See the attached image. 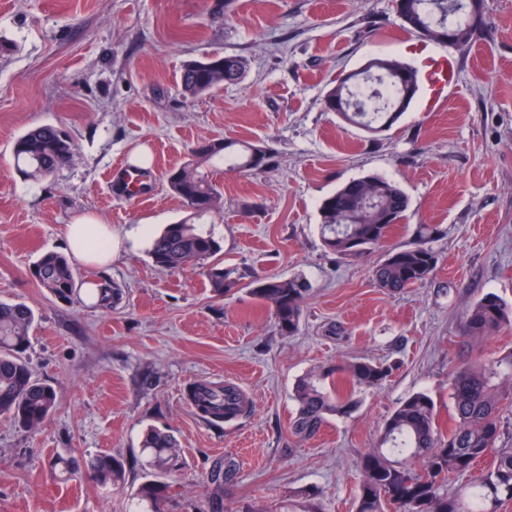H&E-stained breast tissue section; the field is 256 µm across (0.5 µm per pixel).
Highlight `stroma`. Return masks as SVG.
<instances>
[{
    "instance_id": "35a3bbf8",
    "label": "stroma",
    "mask_w": 512,
    "mask_h": 512,
    "mask_svg": "<svg viewBox=\"0 0 512 512\" xmlns=\"http://www.w3.org/2000/svg\"><path fill=\"white\" fill-rule=\"evenodd\" d=\"M0 39L11 45L0 55V301L34 310L26 358L59 395L38 429L0 417V512H129L147 479L141 442L151 427L181 449L167 512H212L215 499L232 510L355 512L359 461L396 405L424 391L448 417L449 375L468 356L462 313L490 293L512 307V0H487L465 50L405 29L393 0H0ZM214 53L240 57L242 78L183 102V65ZM383 56L420 71L444 57L455 76L441 92L421 80L409 110L377 134L325 111L344 74ZM40 125L66 130L76 152L52 181L31 183L15 172L11 147ZM213 138L275 157L265 171L216 174L224 207L213 232L245 281L307 282L295 335H281L244 285L217 297L200 271L156 267L144 239L111 267H75L80 280L121 287L111 309L37 286L30 268L65 252L79 214L99 215L119 236L185 218L164 174ZM140 147L150 164L129 195ZM368 174L410 201L386 247L413 242L419 225L434 229L433 274L396 296L372 276L386 248L344 259L321 240L322 199ZM359 358L391 366L384 386L362 392L350 417L295 436V381ZM200 380L238 382L246 412L202 419L185 401ZM100 452L124 462L120 487L48 466ZM229 460L234 479L212 484L211 470Z\"/></svg>"
}]
</instances>
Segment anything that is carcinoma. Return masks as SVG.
Returning <instances> with one entry per match:
<instances>
[{
  "label": "carcinoma",
  "mask_w": 512,
  "mask_h": 512,
  "mask_svg": "<svg viewBox=\"0 0 512 512\" xmlns=\"http://www.w3.org/2000/svg\"><path fill=\"white\" fill-rule=\"evenodd\" d=\"M465 0H408L409 9L422 23L447 21L457 16L451 5ZM483 24L467 25L458 20L452 47L465 49ZM244 63L236 56L219 53L204 61L187 63L177 80V93L184 101L213 93L236 83ZM387 77L369 69L354 73L350 80L331 89L324 98L327 112L370 133L390 128L405 113L419 92L418 72L410 68L406 84L391 83L395 95L368 112L365 104L352 97L355 86ZM76 146L68 133L55 126L32 128L16 138L12 157L18 174L26 181L50 179L69 163ZM250 147L223 139L202 140L190 158L166 173L169 191L181 199L190 216L168 224L150 242L148 255L161 269L199 268L215 295L222 296L239 285L235 271L214 261L222 246L200 219L220 209L221 187L201 170L207 162L240 172L272 167L274 156L264 153L262 163L249 159ZM368 197L348 198L343 188L323 199L320 205L322 240L329 250L343 258L371 254L406 219L409 198L394 182L368 175ZM433 229L424 225L409 245L394 248L373 267V278L390 293L423 283L436 266L427 247ZM30 275L39 287L55 298L70 301L79 280L69 259L57 252H45L33 263ZM249 293L270 306L283 335L295 333L300 324L302 302L308 291L299 277L257 276L247 284ZM121 289L102 279L98 305L112 307ZM35 322L31 307L0 301V416L15 425L35 430L55 409L59 397L55 387L33 372L25 357L29 332ZM512 328V308L487 294L467 309L460 321L461 345L474 350L505 329ZM392 371L384 364L356 360L327 373L305 375L296 380L292 398L297 405L293 433L309 438L319 432L330 416L347 417L360 400L355 393L381 388ZM338 372L347 375L348 393L329 390L324 380ZM512 395V351L495 360L466 361L450 374L453 424L444 434L439 429L437 407L424 392L401 401L386 420L377 444L361 459L356 512H498L505 500H512V448H496L500 437V413ZM194 400L199 413L215 422L238 416L245 402L233 388L216 383L196 385ZM144 468L151 479L136 493L132 512H165L168 486L160 477L180 464V447L174 435L154 428L142 440ZM88 467L101 488L125 481V466L109 453L95 455ZM469 474L470 481L457 493L446 489L448 478Z\"/></svg>",
  "instance_id": "cac0c4a2"
}]
</instances>
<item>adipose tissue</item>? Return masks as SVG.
Segmentation results:
<instances>
[{"instance_id":"obj_1","label":"adipose tissue","mask_w":512,"mask_h":512,"mask_svg":"<svg viewBox=\"0 0 512 512\" xmlns=\"http://www.w3.org/2000/svg\"><path fill=\"white\" fill-rule=\"evenodd\" d=\"M66 241L70 256L89 266L111 264L124 245L113 235L111 225L91 215L79 216L67 226Z\"/></svg>"}]
</instances>
